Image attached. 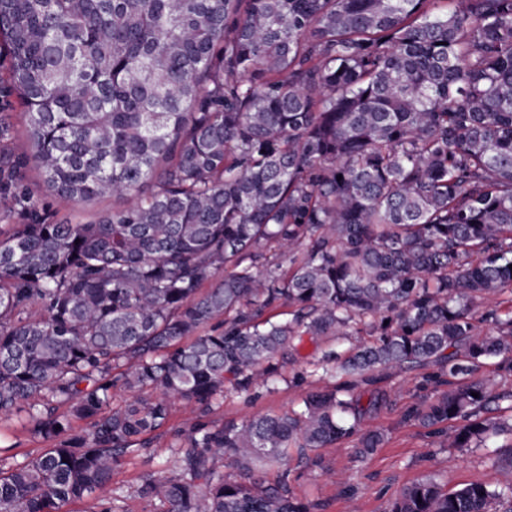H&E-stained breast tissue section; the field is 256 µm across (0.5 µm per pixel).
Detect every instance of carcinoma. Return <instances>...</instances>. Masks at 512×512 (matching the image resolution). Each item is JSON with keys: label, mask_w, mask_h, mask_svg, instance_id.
Listing matches in <instances>:
<instances>
[{"label": "carcinoma", "mask_w": 512, "mask_h": 512, "mask_svg": "<svg viewBox=\"0 0 512 512\" xmlns=\"http://www.w3.org/2000/svg\"><path fill=\"white\" fill-rule=\"evenodd\" d=\"M433 2L0 0V87L31 142L11 149L0 116V417L27 408L48 443L21 462L0 446V512H116L112 473L173 401L206 413L227 382H273L305 336L368 340L297 375L338 380L297 410L199 420L178 470L137 494L314 512L255 467L353 436L366 458L384 435L364 416L388 396L353 389L404 370L432 387L408 419L463 420L440 430L450 449L502 436L493 462L512 465V313H475L512 298V0ZM30 168L61 200L132 201L58 222ZM389 512H512V488L426 476Z\"/></svg>", "instance_id": "obj_1"}]
</instances>
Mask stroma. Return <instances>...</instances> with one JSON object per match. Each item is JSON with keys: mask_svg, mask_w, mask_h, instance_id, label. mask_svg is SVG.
<instances>
[{"mask_svg": "<svg viewBox=\"0 0 512 512\" xmlns=\"http://www.w3.org/2000/svg\"><path fill=\"white\" fill-rule=\"evenodd\" d=\"M27 179L35 195L49 203L60 221L94 220L121 205L120 200L109 197L74 205L53 198L38 170L28 171ZM348 346V341L331 338L315 344L303 342L298 360L280 367L274 390L259 388L241 394L225 389L213 404L209 421L239 423L256 415H280L298 407L307 393L323 386L318 378L304 376L308 364L320 359L326 350H343ZM380 385L389 402L367 414L363 426L384 433L381 448L365 459H358V440L352 437L314 451L317 464L312 468L291 460L290 487L298 497L314 502L315 512H349L353 503L357 504L358 512H388L400 490L425 475L436 476L449 491L475 482L498 489L512 485V467L495 465L489 460L491 449L500 446V439L489 440L483 448L448 450L441 447L433 428L406 419V409L427 395L416 372L386 377ZM194 417L192 408L179 402L174 404L170 420L156 433L150 450L153 463L176 467L175 449ZM0 443L12 447L21 461L37 456L44 447L22 416L0 420ZM150 465L142 455L132 454L113 472L112 486L122 495L121 512H160V505L147 503L136 494L139 478Z\"/></svg>", "mask_w": 512, "mask_h": 512, "instance_id": "1", "label": "stroma"}]
</instances>
